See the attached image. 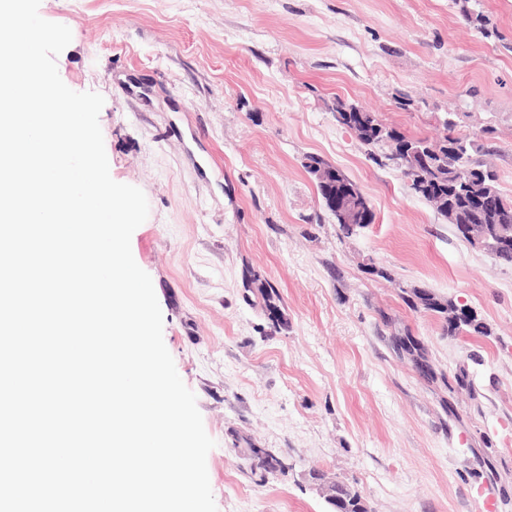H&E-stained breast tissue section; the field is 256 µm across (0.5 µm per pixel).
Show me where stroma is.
<instances>
[{"label":"stroma","mask_w":512,"mask_h":512,"mask_svg":"<svg viewBox=\"0 0 512 512\" xmlns=\"http://www.w3.org/2000/svg\"><path fill=\"white\" fill-rule=\"evenodd\" d=\"M39 13L72 32L62 81L105 99L111 177L148 200L131 250L216 442L218 512H331L314 472L372 512H512V265L332 111L340 97L429 139L453 116L512 198V0H41ZM310 155L359 186L371 224L342 234ZM250 270L286 328L245 290ZM413 287L470 308L487 335L448 334L402 301ZM404 332L437 380L393 353ZM236 433L287 473L252 475ZM248 273L249 275L245 278V288H248V290L256 288L275 326L279 329L287 327L288 320L276 303V300H279L276 289L265 278H262L258 272L250 270ZM272 314L274 317H272Z\"/></svg>","instance_id":"1"}]
</instances>
